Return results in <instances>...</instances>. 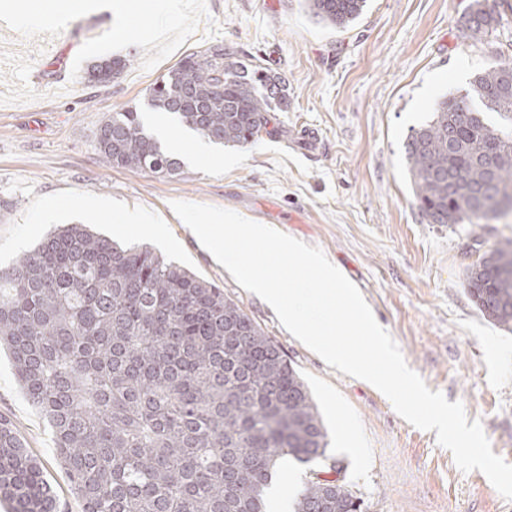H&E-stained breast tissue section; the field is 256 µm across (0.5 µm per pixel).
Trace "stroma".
Listing matches in <instances>:
<instances>
[{
  "instance_id": "obj_1",
  "label": "stroma",
  "mask_w": 512,
  "mask_h": 512,
  "mask_svg": "<svg viewBox=\"0 0 512 512\" xmlns=\"http://www.w3.org/2000/svg\"><path fill=\"white\" fill-rule=\"evenodd\" d=\"M0 0V266L55 227L85 224L119 244H144L223 289L285 353L308 385L340 479L363 512H512L479 471L461 472L436 434L420 430L370 383L328 366L274 310L244 290L173 212L182 200L233 210L320 248L361 291L376 321L431 391L480 420L494 454L512 463V330L486 321L465 272L512 238V223L430 224L413 197L404 142L443 95L464 97L473 76L512 59V0H495V30L464 35L473 0H367L345 29L316 23L305 0H63L65 25H14ZM224 45L233 60L279 72L288 109L272 133L208 158L182 156L162 176L104 162L97 130L112 113L152 115L150 88L185 56ZM127 64L111 82L95 63ZM315 131L316 149L289 138ZM93 199L104 211L77 210ZM163 223L167 244L119 224L125 209ZM0 415L41 461L67 512H81L0 348Z\"/></svg>"
}]
</instances>
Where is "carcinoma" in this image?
<instances>
[{
  "instance_id": "obj_1",
  "label": "carcinoma",
  "mask_w": 512,
  "mask_h": 512,
  "mask_svg": "<svg viewBox=\"0 0 512 512\" xmlns=\"http://www.w3.org/2000/svg\"><path fill=\"white\" fill-rule=\"evenodd\" d=\"M366 0H306L319 23L347 28ZM496 19L474 0L466 35ZM125 60L95 65L116 75ZM285 79L212 45L181 60L149 92L217 145L267 130ZM462 100L443 97L406 144L414 199L430 224H491L512 212V139L485 113L512 120V64L478 72ZM112 166L176 175L181 161L144 126L115 112L98 128ZM482 317L512 326V238L467 269ZM0 345L27 399L48 419L53 448L82 512H265L285 458L334 470L327 430L305 382L261 326L216 285L146 247L123 248L84 224L47 236L0 268ZM0 499L11 512H62L40 460L0 417ZM293 512H361L344 484L312 477Z\"/></svg>"
}]
</instances>
